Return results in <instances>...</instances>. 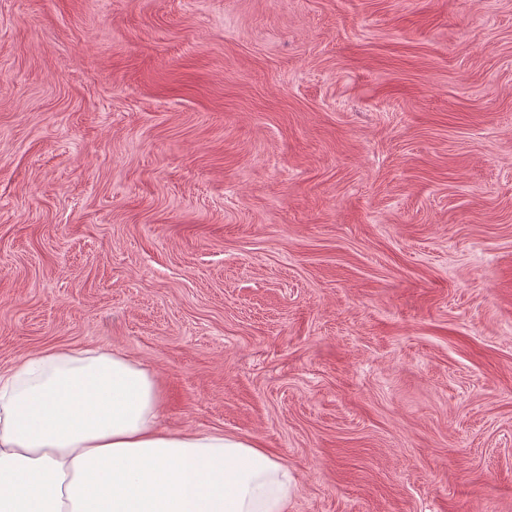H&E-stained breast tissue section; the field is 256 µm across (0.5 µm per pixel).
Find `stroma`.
I'll use <instances>...</instances> for the list:
<instances>
[{"label":"stroma","instance_id":"stroma-1","mask_svg":"<svg viewBox=\"0 0 512 512\" xmlns=\"http://www.w3.org/2000/svg\"><path fill=\"white\" fill-rule=\"evenodd\" d=\"M86 349L288 512H512V0H0V371Z\"/></svg>","mask_w":512,"mask_h":512}]
</instances>
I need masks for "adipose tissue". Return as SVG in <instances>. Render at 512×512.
I'll use <instances>...</instances> for the list:
<instances>
[{"mask_svg": "<svg viewBox=\"0 0 512 512\" xmlns=\"http://www.w3.org/2000/svg\"><path fill=\"white\" fill-rule=\"evenodd\" d=\"M141 364L39 351L0 373V512H288L296 478L256 444L161 428Z\"/></svg>", "mask_w": 512, "mask_h": 512, "instance_id": "1", "label": "adipose tissue"}]
</instances>
